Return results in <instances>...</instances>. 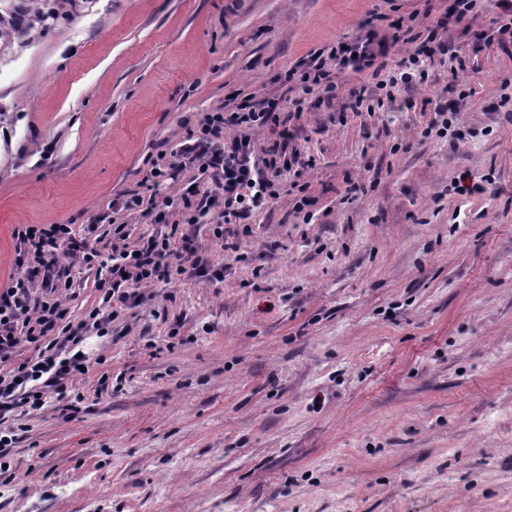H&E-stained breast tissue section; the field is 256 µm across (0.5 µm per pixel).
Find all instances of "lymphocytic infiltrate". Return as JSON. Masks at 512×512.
Listing matches in <instances>:
<instances>
[{
    "label": "lymphocytic infiltrate",
    "mask_w": 512,
    "mask_h": 512,
    "mask_svg": "<svg viewBox=\"0 0 512 512\" xmlns=\"http://www.w3.org/2000/svg\"><path fill=\"white\" fill-rule=\"evenodd\" d=\"M473 9L474 0H453L445 16L427 25L426 35L410 37L411 49L400 60V67L411 70L428 59L448 55L451 48L442 40L441 30L447 28L449 17L462 18ZM402 30V22L391 23L389 33L372 47L338 43L329 58L337 65L353 63L380 75L375 62L387 56L390 47L400 41ZM326 59L316 52L303 61L300 82L303 93L317 92L332 100L338 86L325 68ZM286 104V98L279 97L264 101L258 109L242 106L232 112L205 113L197 130L188 131L173 158L158 154L144 175L152 185L169 179L173 169L186 163L198 164L202 173L208 174L210 183L185 189L177 224H170L171 202L163 200L153 221L169 224V231L149 237L138 249L129 248L121 224L114 229L117 242L106 256L77 240L67 224H23L15 229L21 246L17 271L10 284L0 289V364L11 365L8 372L0 373V422L18 411L40 409L50 397L63 403L65 409L73 407L69 381L79 374L85 360L75 350L78 334L64 300L71 281L67 270L59 266L56 252L81 257L86 266L96 267L102 302L109 308L104 316L95 310L89 313V320L97 328L113 322L126 308L136 304L139 287L182 278H220L223 264L198 254L187 228L209 215L213 218L214 236L223 237L225 225L247 223L257 210L276 197L281 176L301 163L299 152L288 149L295 130L281 120ZM268 125L277 127L279 140L263 152H256L249 131ZM175 236L182 241L177 252L171 249ZM24 342L34 345L36 357L12 364L17 347Z\"/></svg>",
    "instance_id": "1"
}]
</instances>
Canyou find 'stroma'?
<instances>
[{
	"label": "stroma",
	"mask_w": 512,
	"mask_h": 512,
	"mask_svg": "<svg viewBox=\"0 0 512 512\" xmlns=\"http://www.w3.org/2000/svg\"><path fill=\"white\" fill-rule=\"evenodd\" d=\"M448 0H0V286L20 224L108 254L202 113L279 96L300 60ZM415 106L306 99V164L249 227H194L206 277L89 330L80 399L18 415L0 512H512V42L477 0ZM439 106L448 114L436 115ZM71 267L70 320L101 307Z\"/></svg>",
	"instance_id": "obj_1"
}]
</instances>
